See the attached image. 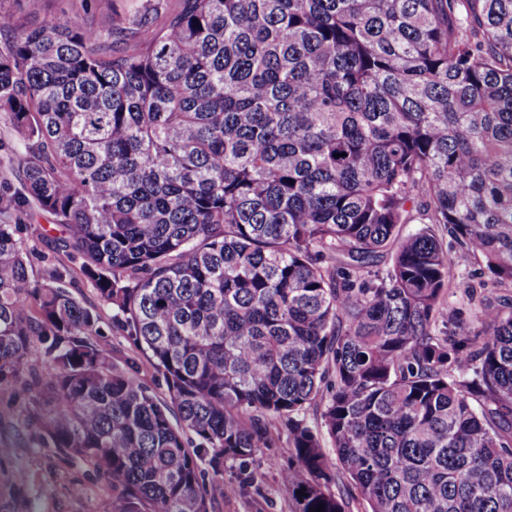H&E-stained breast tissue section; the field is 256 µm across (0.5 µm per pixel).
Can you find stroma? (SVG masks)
Masks as SVG:
<instances>
[{"label": "stroma", "instance_id": "obj_1", "mask_svg": "<svg viewBox=\"0 0 512 512\" xmlns=\"http://www.w3.org/2000/svg\"><path fill=\"white\" fill-rule=\"evenodd\" d=\"M18 235L30 247L29 261L34 274H41L52 262H64L76 274L75 296L97 305L91 286L79 274L80 261L59 250L62 227L48 214L29 208L18 217ZM100 338L116 363L135 360L140 378L157 396L166 386L143 355L135 353L129 341L112 327L109 315H102ZM289 456L287 445L262 449L256 457L252 484L240 485L237 469L224 467V483H209L214 491L213 512H291L292 502L280 485L282 468ZM81 494H73V486ZM112 483L87 463L47 448L40 425L30 417L23 395L0 394V512H107Z\"/></svg>", "mask_w": 512, "mask_h": 512}]
</instances>
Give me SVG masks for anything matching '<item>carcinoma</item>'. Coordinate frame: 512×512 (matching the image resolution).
<instances>
[{
  "label": "carcinoma",
  "mask_w": 512,
  "mask_h": 512,
  "mask_svg": "<svg viewBox=\"0 0 512 512\" xmlns=\"http://www.w3.org/2000/svg\"><path fill=\"white\" fill-rule=\"evenodd\" d=\"M0 37V387L43 358L28 410L108 512H209L202 464L251 484L284 436L294 512H512V294L448 305L465 260L512 291V0L0 9ZM29 205L167 399L69 266L30 272ZM16 223L19 224L17 236L27 242L30 247L29 261L33 274L40 275L51 262L62 261L68 264L73 269L74 280L78 287L70 288V291L87 305L98 307L101 315L99 325L103 334L98 336V339L112 352L114 362L122 365L127 359H135L140 378L158 397L164 398L166 394L164 381L154 372L146 357L142 354L138 355L126 337L112 329L109 312L99 306L93 289L80 272V260L69 252L56 250V245L61 242L59 239L65 236L63 228L55 224L50 215L32 208L24 210Z\"/></svg>",
  "instance_id": "obj_1"
}]
</instances>
